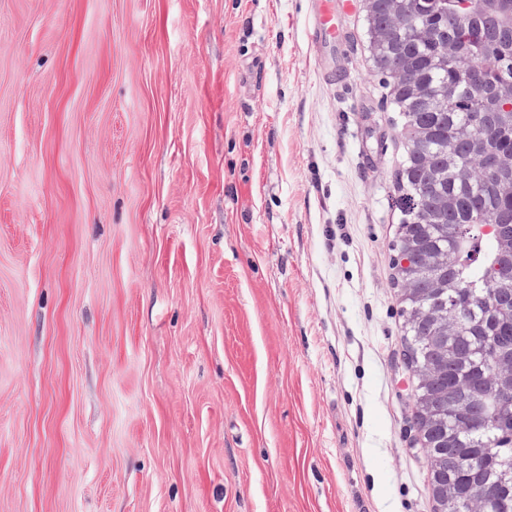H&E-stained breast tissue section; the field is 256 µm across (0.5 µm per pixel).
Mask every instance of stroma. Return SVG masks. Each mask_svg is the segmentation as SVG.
<instances>
[{
	"label": "stroma",
	"instance_id": "obj_1",
	"mask_svg": "<svg viewBox=\"0 0 512 512\" xmlns=\"http://www.w3.org/2000/svg\"><path fill=\"white\" fill-rule=\"evenodd\" d=\"M314 0H0V512H433L397 114ZM349 1L317 0L312 40L322 51L330 52L339 43L337 23L343 7Z\"/></svg>",
	"mask_w": 512,
	"mask_h": 512
}]
</instances>
